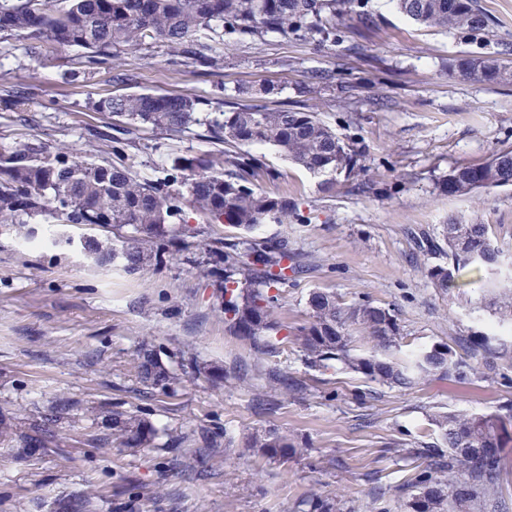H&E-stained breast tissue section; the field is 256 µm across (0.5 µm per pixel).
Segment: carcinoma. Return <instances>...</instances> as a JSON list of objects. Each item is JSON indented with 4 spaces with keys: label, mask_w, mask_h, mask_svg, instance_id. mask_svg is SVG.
Returning a JSON list of instances; mask_svg holds the SVG:
<instances>
[{
    "label": "carcinoma",
    "mask_w": 512,
    "mask_h": 512,
    "mask_svg": "<svg viewBox=\"0 0 512 512\" xmlns=\"http://www.w3.org/2000/svg\"><path fill=\"white\" fill-rule=\"evenodd\" d=\"M397 9L414 22L470 35L491 33V20L480 0H395ZM371 22L369 0H0V34L32 38L52 47L83 50L80 64L94 70L111 63L117 54L146 42L161 43L177 56L203 68H216L220 59L209 54L206 41L224 45L262 38L268 33L320 46L342 40L348 21ZM463 77L497 84L506 80V68L491 58H463L456 64ZM310 90L336 82V71L313 70ZM202 102L189 95L130 92L102 97L96 110L112 116V133L100 138L111 143L113 160L98 163L61 147L46 152L37 146L0 149V223L14 225L20 213H40L54 204L63 224H103L116 243L105 246L89 235L88 253L99 265L120 260L131 270L158 266L174 256L179 239L187 261L203 275L220 283L222 309L228 331L248 344L258 358L276 357L281 346L293 344L307 366L321 373L337 368L361 375L368 382L411 389L422 379L442 375L466 380L478 375L476 362L489 367H512V339L496 333L469 336L459 342L460 354L446 343L413 348L403 354L405 337L391 310L370 302L345 304L336 295L315 289L307 298V320L283 325L272 317L282 300L280 286L288 274L299 273L288 239H242L234 243L195 241L201 230L189 225L228 224L249 231L259 224L288 222V200L257 191L251 176L262 161L248 151L254 145H272L308 172L327 171L359 175L357 153L322 122L315 112L298 109L266 110L234 103L222 112H204ZM142 127L198 136L224 149L216 153L175 158L162 176L151 180L133 174L134 159L126 152L129 136ZM512 186V149L494 153L481 165H461L439 181V190L462 197L481 189ZM445 246L434 253L442 261L428 273L435 288L447 292L460 287L465 274H477L481 299H489L492 324L512 327V289L501 290L512 276V257L494 240L487 224L451 220L444 226ZM356 325L370 347L358 353L347 327ZM141 380L164 388L171 379L159 353L138 354ZM191 376L216 381L236 379L235 370L219 372L191 364ZM267 385L291 395L303 384L290 373L273 367ZM68 410L59 401L39 420L28 425L0 412V446L22 444L59 448L66 437L56 431ZM92 424L102 429L99 441L122 448H148L160 431L146 417L114 410L108 415L87 408ZM436 442L406 449L421 461L419 470L399 488L408 512H508L502 500V451L512 440V402L495 412H441L432 418ZM249 447L269 459L288 460L303 453L306 444L290 433L268 431L255 435ZM95 499L77 492L59 503L61 512H91ZM300 512H347L340 499L311 494L300 502Z\"/></svg>",
    "instance_id": "obj_1"
}]
</instances>
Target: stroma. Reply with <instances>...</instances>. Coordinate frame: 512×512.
Here are the masks:
<instances>
[{"label":"stroma","instance_id":"stroma-1","mask_svg":"<svg viewBox=\"0 0 512 512\" xmlns=\"http://www.w3.org/2000/svg\"><path fill=\"white\" fill-rule=\"evenodd\" d=\"M374 23L352 25L342 43L323 47L271 34L233 46L212 41L223 65L202 71L171 60L165 47L121 53L114 64L84 74L72 48L45 50L32 69L34 41L0 39V145H67L104 161L99 132L111 121L90 100L132 91L237 100L242 86L272 85L258 96L271 109L317 113L362 154L371 190L351 191L338 175L335 192L323 176L293 164L269 145L253 147L273 178L255 175L267 195L287 199L300 218L261 224L260 240L288 238L300 272L282 287L275 316L294 325L307 318L309 293L322 289L343 303L363 300L394 311L411 346L454 344L482 331L486 311L470 288L441 292L426 273L432 259L419 244L441 240L448 219L490 225L512 254V187L450 197L438 180L459 165H479L512 148V78L488 84L459 76L467 57L512 59V0H482L494 21L491 36H465L421 27L392 0H370ZM359 46L356 54L347 45ZM342 67V86L298 92L309 71ZM29 98L14 111L16 91ZM208 140L140 130L128 153L139 176L153 179L172 158L214 151ZM32 242L22 245L0 225V407L18 419L39 418L59 399L70 409L58 423L68 442L55 452L25 457L0 449V512H53L61 493H100L98 512H296L317 492L356 512H407L397 489L416 471L404 449L436 439L432 417L446 411H493L512 401V384L494 371L460 384L426 378L404 390L338 369H309L288 347L279 367L306 389L296 397L270 391L264 363L230 335L219 307L220 287L174 259L155 270L127 271L122 262L96 265L60 235L85 229L59 223L51 211L19 214ZM158 348L175 382L143 384L133 358L142 343ZM225 367L246 363L243 380L192 379L188 361ZM141 411L160 430L156 447L132 454L101 444L86 407ZM298 434L305 455L288 462L252 453L251 433ZM198 455L194 468L185 457Z\"/></svg>","mask_w":512,"mask_h":512}]
</instances>
